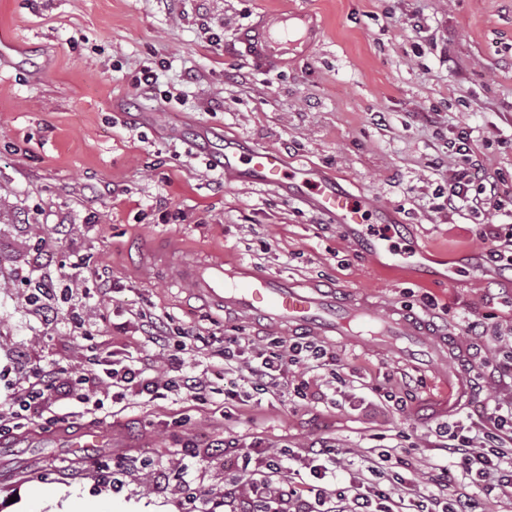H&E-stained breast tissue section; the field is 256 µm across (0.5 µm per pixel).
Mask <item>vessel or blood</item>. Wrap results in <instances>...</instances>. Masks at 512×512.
<instances>
[{"label": "vessel or blood", "instance_id": "b4317fda", "mask_svg": "<svg viewBox=\"0 0 512 512\" xmlns=\"http://www.w3.org/2000/svg\"><path fill=\"white\" fill-rule=\"evenodd\" d=\"M319 41V30L302 10L260 14L242 36L246 52L253 59L269 64L278 63L290 54L306 56ZM218 166L223 173L249 183L289 191L337 223L364 221L363 204L326 181H314L313 171L288 169L279 150L242 140L228 142ZM183 275L192 288L240 321L263 319L276 330L302 329L315 336H348L355 331L385 335L400 343L404 354L411 359L441 354L428 338L433 330L430 320L409 309L384 307L333 287L320 289L220 260L184 265ZM70 445L79 456L89 448L111 447L112 429L107 425L84 429L71 436Z\"/></svg>", "mask_w": 512, "mask_h": 512}]
</instances>
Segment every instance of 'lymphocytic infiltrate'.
Instances as JSON below:
<instances>
[{
    "label": "lymphocytic infiltrate",
    "mask_w": 512,
    "mask_h": 512,
    "mask_svg": "<svg viewBox=\"0 0 512 512\" xmlns=\"http://www.w3.org/2000/svg\"><path fill=\"white\" fill-rule=\"evenodd\" d=\"M448 149L459 155L462 163L449 171L448 187L438 193L442 209L451 213L488 209L512 216V207L497 191V176L474 160L467 128L454 131L448 139ZM220 357L228 366L244 364L245 380L253 390L266 394L289 387L286 364L279 353L259 347L247 350L237 340L230 339L225 341ZM115 389L156 397L175 391L195 401L202 399L204 391L199 377L185 375L177 380L151 376L146 366L133 359L116 361L101 356L91 369L77 376L56 362L35 364L19 378L17 391L7 406L0 408V435L17 431L21 422L44 414L57 398L86 404L92 394ZM490 420L493 428L479 443L466 435L463 427L450 431L451 441L445 446L450 462L441 466L434 479L435 493L409 499L407 512H487L483 499L464 491L453 499H445L449 484L460 473L496 479L502 495L512 494V399L496 401ZM390 459L387 452L375 458H363L361 466L371 473V480L343 484L337 478L336 450L330 447L311 450L309 473L318 482L314 501L303 499L294 483L274 487L262 480L253 483L248 494L240 497L239 512H390V495L375 481L383 473L384 462Z\"/></svg>",
    "instance_id": "f902f5d3"
}]
</instances>
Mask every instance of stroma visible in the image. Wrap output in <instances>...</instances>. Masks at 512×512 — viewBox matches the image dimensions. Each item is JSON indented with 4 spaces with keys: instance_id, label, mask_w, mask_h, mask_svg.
Segmentation results:
<instances>
[{
    "instance_id": "1",
    "label": "stroma",
    "mask_w": 512,
    "mask_h": 512,
    "mask_svg": "<svg viewBox=\"0 0 512 512\" xmlns=\"http://www.w3.org/2000/svg\"><path fill=\"white\" fill-rule=\"evenodd\" d=\"M292 9L322 28L313 53L275 65L248 56L241 32L260 13ZM146 66L157 81L136 88ZM459 125L512 197V0H0V280L36 258L48 275L87 259L75 286L88 294L82 316L94 333L84 340L67 310L42 318L24 289L0 287V399L29 365L80 371L95 353L203 376L204 358L176 365L138 341L135 310L167 316L173 336L202 328L213 351L227 336L265 345L269 332L226 318L176 272L142 271L141 251L165 239L425 314L472 348L482 376L476 391L451 362L322 336L333 365L289 366L276 394L248 392L236 370L213 380L203 404L128 396L105 417L111 447L91 449L89 464L62 440L73 429L62 402L0 441V512H64L74 499L99 512H194L197 494L209 512H235L225 485L264 477L260 461L237 467L246 451L295 470L322 441L349 463L341 482L388 448L414 465L406 489L429 494L427 473L446 462L441 429L460 421L482 434L495 400L512 397V378L496 370L512 341V273L489 259L500 240L483 235L505 218L434 208L457 165L445 141ZM228 138L280 150L289 168L368 199L367 224H336L284 192L225 179L209 154ZM369 224L402 232L375 252ZM98 265L112 271L111 293L96 288ZM471 319L483 336L468 335ZM304 380L323 400L294 397ZM387 390L405 397L403 411L386 409Z\"/></svg>"
}]
</instances>
